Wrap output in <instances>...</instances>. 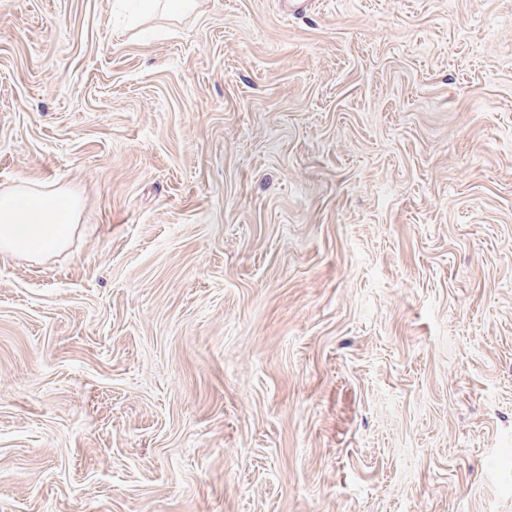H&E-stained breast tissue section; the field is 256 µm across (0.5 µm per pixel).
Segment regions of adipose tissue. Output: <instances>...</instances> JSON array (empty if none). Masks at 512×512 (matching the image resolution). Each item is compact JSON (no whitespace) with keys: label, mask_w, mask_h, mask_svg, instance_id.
Instances as JSON below:
<instances>
[{"label":"adipose tissue","mask_w":512,"mask_h":512,"mask_svg":"<svg viewBox=\"0 0 512 512\" xmlns=\"http://www.w3.org/2000/svg\"><path fill=\"white\" fill-rule=\"evenodd\" d=\"M78 199L21 184L0 192V251L31 260L62 249L75 231Z\"/></svg>","instance_id":"ef3b65f1"}]
</instances>
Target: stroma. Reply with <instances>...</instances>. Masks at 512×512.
<instances>
[{"label":"stroma","instance_id":"obj_1","mask_svg":"<svg viewBox=\"0 0 512 512\" xmlns=\"http://www.w3.org/2000/svg\"><path fill=\"white\" fill-rule=\"evenodd\" d=\"M0 0V512H512V0ZM78 198L23 183L0 192V251L31 260L62 249L75 231Z\"/></svg>","mask_w":512,"mask_h":512}]
</instances>
